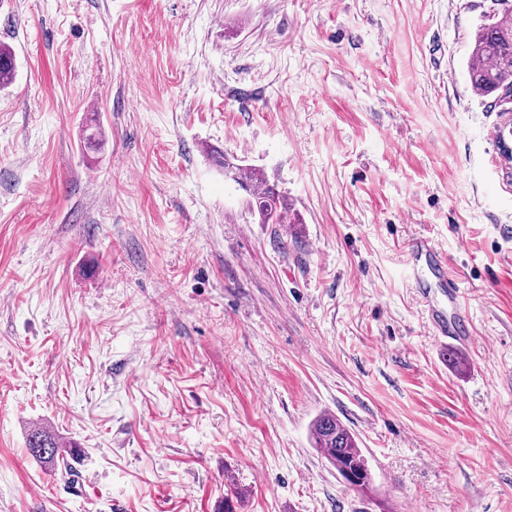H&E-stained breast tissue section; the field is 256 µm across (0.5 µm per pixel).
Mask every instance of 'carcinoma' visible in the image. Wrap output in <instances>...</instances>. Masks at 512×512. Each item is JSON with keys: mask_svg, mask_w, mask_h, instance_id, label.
<instances>
[{"mask_svg": "<svg viewBox=\"0 0 512 512\" xmlns=\"http://www.w3.org/2000/svg\"><path fill=\"white\" fill-rule=\"evenodd\" d=\"M12 51L0 45V86L15 78ZM471 88L481 97L498 103L512 91V10L505 9L488 16L477 27L467 63ZM224 176L249 191L251 213L263 224H283L288 217L283 197L269 183L261 170L224 160ZM314 447L320 449L331 464H343L363 473L355 490L364 492L372 485L368 461L356 437L333 415L322 414L311 425ZM62 440L41 429L30 430L27 438L29 454L41 462L59 459Z\"/></svg>", "mask_w": 512, "mask_h": 512, "instance_id": "carcinoma-1", "label": "carcinoma"}]
</instances>
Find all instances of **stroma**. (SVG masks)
<instances>
[{
  "label": "stroma",
  "mask_w": 512,
  "mask_h": 512,
  "mask_svg": "<svg viewBox=\"0 0 512 512\" xmlns=\"http://www.w3.org/2000/svg\"><path fill=\"white\" fill-rule=\"evenodd\" d=\"M503 7L0 0V512H512V118L466 74ZM419 235L472 326L456 364ZM324 413L369 493L313 447ZM224 176L249 190L251 213L258 215L262 224H284L288 217L283 197L274 184H270L263 172L247 168L224 159ZM407 262L413 266H425L441 295L448 302L447 310L432 307L428 292L419 288L415 298L428 307L431 334L438 339H448L456 344H466L471 337L469 321L459 310L460 290L457 281L448 275V260L440 249L428 238H414L408 248ZM315 448H319L336 470V464H343L363 473L362 482L355 488L364 492L372 485L368 461L359 448L356 437L333 415L322 414L311 425ZM62 443L57 436H53L41 428H34L28 434L27 449L34 459L41 462L56 460L60 462L59 448H66Z\"/></svg>",
  "instance_id": "stroma-1"
}]
</instances>
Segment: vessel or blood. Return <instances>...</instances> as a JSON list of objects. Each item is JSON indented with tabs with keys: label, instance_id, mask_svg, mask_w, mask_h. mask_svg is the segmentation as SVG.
<instances>
[{
	"label": "vessel or blood",
	"instance_id": "vessel-or-blood-1",
	"mask_svg": "<svg viewBox=\"0 0 512 512\" xmlns=\"http://www.w3.org/2000/svg\"><path fill=\"white\" fill-rule=\"evenodd\" d=\"M407 261L414 266L426 267L447 308L430 307L429 327L433 336L456 344L468 343L471 337L469 321L459 310L460 290L456 280L448 273V260L428 238H414L408 248Z\"/></svg>",
	"mask_w": 512,
	"mask_h": 512
}]
</instances>
